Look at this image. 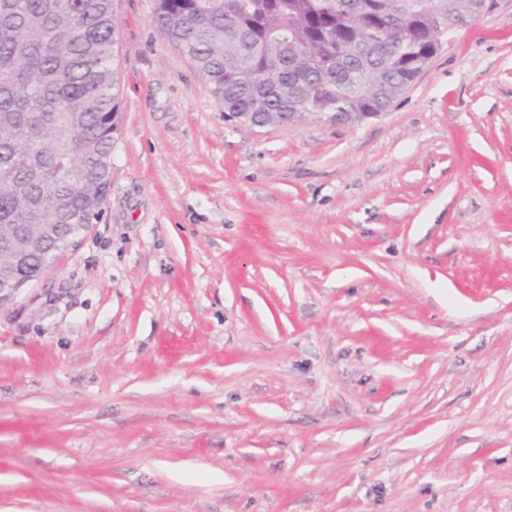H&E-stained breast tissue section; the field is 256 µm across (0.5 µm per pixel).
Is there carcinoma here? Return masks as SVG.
Instances as JSON below:
<instances>
[{
    "mask_svg": "<svg viewBox=\"0 0 512 512\" xmlns=\"http://www.w3.org/2000/svg\"><path fill=\"white\" fill-rule=\"evenodd\" d=\"M387 0L351 13L344 0H157L154 22L209 81L224 111L384 112L369 93L413 77L452 0ZM112 0H0V227L92 224L102 212L119 130ZM291 44L282 46V37ZM40 254L0 253L40 277Z\"/></svg>",
    "mask_w": 512,
    "mask_h": 512,
    "instance_id": "1",
    "label": "carcinoma"
}]
</instances>
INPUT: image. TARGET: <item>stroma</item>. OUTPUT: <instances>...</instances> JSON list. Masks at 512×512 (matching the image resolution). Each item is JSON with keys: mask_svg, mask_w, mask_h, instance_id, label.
Returning <instances> with one entry per match:
<instances>
[{"mask_svg": "<svg viewBox=\"0 0 512 512\" xmlns=\"http://www.w3.org/2000/svg\"><path fill=\"white\" fill-rule=\"evenodd\" d=\"M155 8L100 219L0 305V512H512V0L355 126L226 120Z\"/></svg>", "mask_w": 512, "mask_h": 512, "instance_id": "obj_1", "label": "stroma"}]
</instances>
